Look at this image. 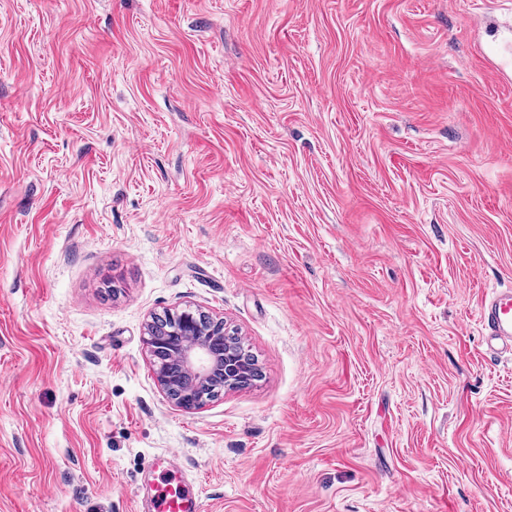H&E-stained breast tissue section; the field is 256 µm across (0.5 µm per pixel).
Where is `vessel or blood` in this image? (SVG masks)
Wrapping results in <instances>:
<instances>
[{
  "label": "vessel or blood",
  "instance_id": "vessel-or-blood-1",
  "mask_svg": "<svg viewBox=\"0 0 512 512\" xmlns=\"http://www.w3.org/2000/svg\"><path fill=\"white\" fill-rule=\"evenodd\" d=\"M481 320L487 348L512 356V289L494 291L482 309ZM136 512H202L192 477L174 457H154L144 463Z\"/></svg>",
  "mask_w": 512,
  "mask_h": 512
}]
</instances>
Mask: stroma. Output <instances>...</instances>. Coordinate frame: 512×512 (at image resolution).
Segmentation results:
<instances>
[{
	"mask_svg": "<svg viewBox=\"0 0 512 512\" xmlns=\"http://www.w3.org/2000/svg\"><path fill=\"white\" fill-rule=\"evenodd\" d=\"M512 0H0V512H512ZM258 360L194 412L153 316ZM487 349L512 357V289L496 290L481 312ZM193 481L173 456L149 459L141 472L136 512H202Z\"/></svg>",
	"mask_w": 512,
	"mask_h": 512,
	"instance_id": "obj_1",
	"label": "stroma"
}]
</instances>
